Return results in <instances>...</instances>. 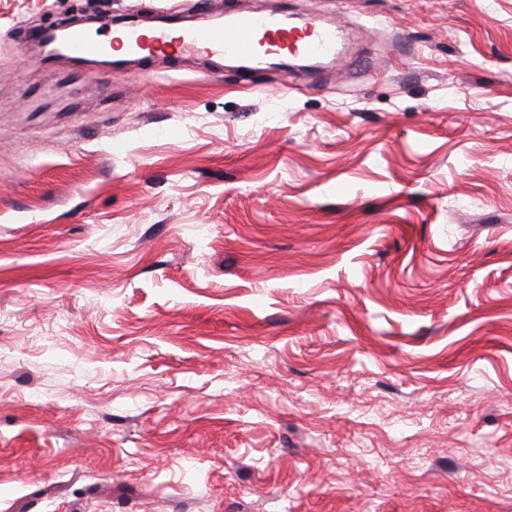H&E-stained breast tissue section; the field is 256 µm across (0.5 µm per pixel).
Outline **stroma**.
I'll use <instances>...</instances> for the list:
<instances>
[{
  "label": "stroma",
  "mask_w": 512,
  "mask_h": 512,
  "mask_svg": "<svg viewBox=\"0 0 512 512\" xmlns=\"http://www.w3.org/2000/svg\"><path fill=\"white\" fill-rule=\"evenodd\" d=\"M345 70L45 62L0 0V512H512V0H216Z\"/></svg>",
  "instance_id": "35a3bbf8"
}]
</instances>
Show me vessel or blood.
I'll list each match as a JSON object with an SVG mask.
<instances>
[{
    "label": "vessel or blood",
    "instance_id": "obj_1",
    "mask_svg": "<svg viewBox=\"0 0 512 512\" xmlns=\"http://www.w3.org/2000/svg\"><path fill=\"white\" fill-rule=\"evenodd\" d=\"M127 52L146 51L163 58L179 52L199 49L208 55L230 60L243 71L320 68L342 63L349 55L340 29L320 17L299 23L287 12L240 10L224 16L223 24L208 29H157L146 36L138 31L123 32L120 40ZM66 47L69 54L90 57L104 52L106 46L84 30L71 31Z\"/></svg>",
    "mask_w": 512,
    "mask_h": 512
}]
</instances>
